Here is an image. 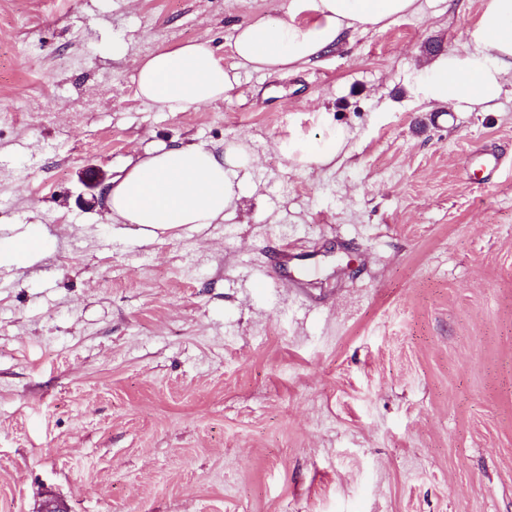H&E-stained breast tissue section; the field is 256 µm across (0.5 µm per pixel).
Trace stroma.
Returning <instances> with one entry per match:
<instances>
[{
  "instance_id": "obj_1",
  "label": "stroma",
  "mask_w": 512,
  "mask_h": 512,
  "mask_svg": "<svg viewBox=\"0 0 512 512\" xmlns=\"http://www.w3.org/2000/svg\"><path fill=\"white\" fill-rule=\"evenodd\" d=\"M483 2L269 75L234 27L288 0H0V226L45 245L0 269V512H512V83L444 125L420 93ZM193 40L226 98H140L136 59ZM328 124L336 165L283 157ZM174 142L256 163L234 217L144 245L84 182Z\"/></svg>"
}]
</instances>
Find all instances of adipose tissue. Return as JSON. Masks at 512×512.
<instances>
[{"instance_id":"obj_1","label":"adipose tissue","mask_w":512,"mask_h":512,"mask_svg":"<svg viewBox=\"0 0 512 512\" xmlns=\"http://www.w3.org/2000/svg\"><path fill=\"white\" fill-rule=\"evenodd\" d=\"M420 0H288L286 15L255 16L234 28L240 66L268 74L302 69L340 49L353 33L382 28L414 15ZM470 50L442 55L426 68V101L455 109L491 106L512 80V0H485L468 33ZM137 93L171 112L223 99L232 83L209 42L161 48L135 62ZM346 145L344 132L329 129L321 141L295 136L282 144L299 166L332 163ZM255 156L237 146L222 151L187 144L148 151L105 194L112 220L136 225L142 241L189 226L202 229L233 215L242 175ZM44 251L30 230L0 238V266H30Z\"/></svg>"}]
</instances>
